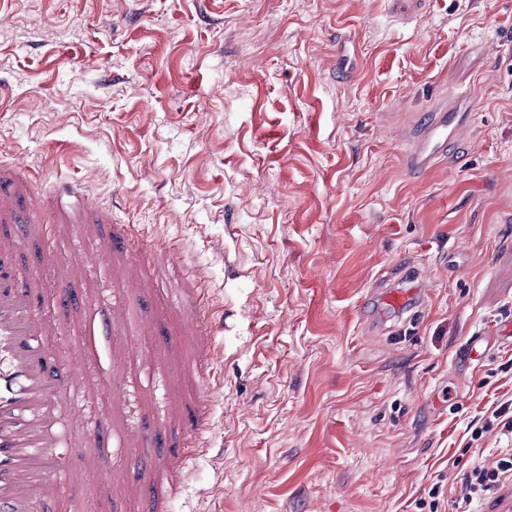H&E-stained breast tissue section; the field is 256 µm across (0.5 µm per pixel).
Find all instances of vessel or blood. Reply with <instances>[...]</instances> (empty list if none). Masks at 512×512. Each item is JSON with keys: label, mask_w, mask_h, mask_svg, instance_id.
<instances>
[{"label": "vessel or blood", "mask_w": 512, "mask_h": 512, "mask_svg": "<svg viewBox=\"0 0 512 512\" xmlns=\"http://www.w3.org/2000/svg\"><path fill=\"white\" fill-rule=\"evenodd\" d=\"M389 2L392 18L408 24L423 13L427 0ZM480 98V89L474 87L439 101L426 126L410 138L411 166L426 169L438 163L449 143L468 130L469 112ZM40 201L38 186L25 178L9 180L7 191L0 193V512H36L44 500L70 512L72 502L54 480L61 471H84L99 489L112 490L111 478L87 464L85 450L99 444V435L79 431L66 447L57 433L81 388L86 351L73 339L54 361L39 343L40 338L60 335L61 326L36 311L43 280L18 262L21 241L10 227L21 221L20 203L36 209ZM55 210L88 223L98 220L95 204L76 186L59 193Z\"/></svg>", "instance_id": "b4317fda"}]
</instances>
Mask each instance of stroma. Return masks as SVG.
Listing matches in <instances>:
<instances>
[{
  "label": "stroma",
  "instance_id": "stroma-1",
  "mask_svg": "<svg viewBox=\"0 0 512 512\" xmlns=\"http://www.w3.org/2000/svg\"><path fill=\"white\" fill-rule=\"evenodd\" d=\"M481 87L471 135L426 170L406 132ZM51 198L109 208L24 239L66 267L42 289L60 354L82 341L91 465L138 497L62 475L81 512H462L472 467L498 458L512 402V0H430L406 26L384 0H0V167ZM139 238L129 272L126 236ZM425 295L418 319L381 305ZM223 326L208 365L205 448L169 481L122 439L176 454L191 420L198 294ZM118 298L135 346L183 348L149 369L114 357ZM55 211L63 214L70 212L73 216L83 217L84 223L103 224L105 222L98 218L93 201L77 186L68 187L59 193L55 202ZM508 410L509 408H506L505 406H501L500 409L495 410L492 414L494 420H486L483 426L479 429L473 430L472 436L479 439L482 437L484 432H488L494 425L496 428L501 425L500 432L503 435H510V439H512V412H510V416H508Z\"/></svg>",
  "mask_w": 512,
  "mask_h": 512
}]
</instances>
